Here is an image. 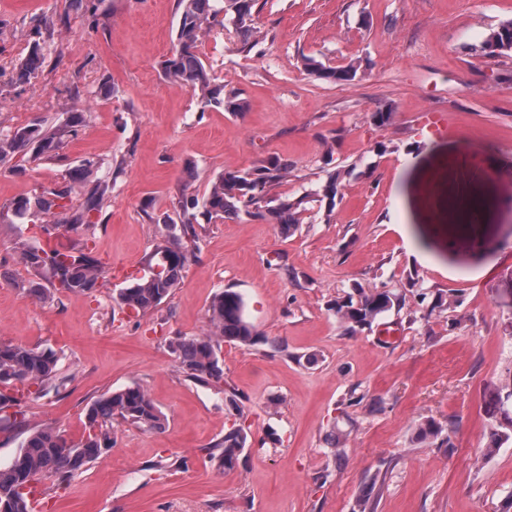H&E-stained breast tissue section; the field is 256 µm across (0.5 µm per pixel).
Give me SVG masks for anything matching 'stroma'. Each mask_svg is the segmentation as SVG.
Masks as SVG:
<instances>
[{
	"label": "stroma",
	"instance_id": "35a3bbf8",
	"mask_svg": "<svg viewBox=\"0 0 512 512\" xmlns=\"http://www.w3.org/2000/svg\"><path fill=\"white\" fill-rule=\"evenodd\" d=\"M52 33L36 35L42 17ZM512 20V0H256L251 33L216 19L197 51L245 112L203 108L161 68L177 0H0V136L63 126L52 156L0 164V207L61 180L82 160L112 190L85 231L105 285L43 302L15 249L28 225L0 223V343L53 350L55 380L28 400L24 428L0 431V466L29 430L88 433L103 395L145 388L163 431L121 421L112 446L66 482H43L36 512H506L512 442V56L469 50ZM42 63L18 66L33 41ZM366 59L338 86L309 74ZM389 106L387 125L370 115ZM277 156L273 194L317 190L346 169L333 212L313 206L291 236L248 216L202 224L199 253L172 293L137 313L119 300L143 274L182 198ZM483 199L471 223L456 197ZM241 294L258 340L223 345L225 387L190 381L170 344L209 329L208 306ZM388 290L401 303L347 330L338 301ZM399 337L383 343L380 332ZM450 442H418L425 423ZM234 470L208 452L232 426Z\"/></svg>",
	"mask_w": 512,
	"mask_h": 512
}]
</instances>
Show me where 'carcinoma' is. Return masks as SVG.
I'll list each match as a JSON object with an SVG mask.
<instances>
[{
  "mask_svg": "<svg viewBox=\"0 0 512 512\" xmlns=\"http://www.w3.org/2000/svg\"><path fill=\"white\" fill-rule=\"evenodd\" d=\"M255 0H177L179 23L170 56L163 62V74L188 85L200 93L205 107H221L226 112L240 113L245 102L239 96L224 93V87L211 84L209 74L197 53L198 42L209 30L219 13L240 28L250 27ZM494 40L498 55L512 53V21L502 22L489 30L483 40L470 51L485 55L488 40ZM41 61V45L35 41L18 74L24 78L34 72ZM304 69L310 74L336 85L349 84L358 78L362 63L351 60L346 64L326 66L312 57L303 58ZM64 131L45 129L31 124L13 135L0 137V163L35 146L39 155L50 156L62 145ZM95 163L84 161L53 187H41L15 200L8 211L17 219H26L33 226L53 235V232L79 233L93 226L91 217L100 211L107 199L109 185L97 182L75 207L72 195L93 172ZM288 173V164L276 156L259 161L247 170L227 171L212 184L203 204L195 199H183L179 222L166 224L168 234L144 260V274L121 293V303L137 312L157 307L178 287L182 272L197 257L198 217L206 220L237 219L245 214L251 218L275 224L280 234H294L309 211L310 194L294 199L271 194L273 186ZM351 170L337 169L328 175L319 189L328 201L327 213H332L342 179ZM22 260L39 282L29 288L38 299H50L56 292L72 296L89 295L104 285L102 266L87 242L76 240L66 248L48 243L33 246L25 240L17 243ZM398 305L395 294L375 291L359 292L358 298H348L336 306V313L348 330L354 331L371 324ZM244 300L236 291L226 289L217 294L208 312L210 331L203 336L181 339L172 352L187 376L199 383L224 385V369L218 354L224 344L250 346L257 342L253 326L245 318ZM58 358L50 349L30 348L0 343V429L18 425L4 414L9 408L20 407L30 398L45 395L53 381ZM119 419L152 429L164 427L165 419L147 391L137 385L104 395L88 409V435L75 443L51 428L30 431L18 454L6 467H0V512H32L28 489L37 476L67 478L98 459L111 442L112 422ZM246 443L241 427H232L220 442L212 447L210 459L224 472L233 470Z\"/></svg>",
  "mask_w": 512,
  "mask_h": 512,
  "instance_id": "carcinoma-1",
  "label": "carcinoma"
}]
</instances>
